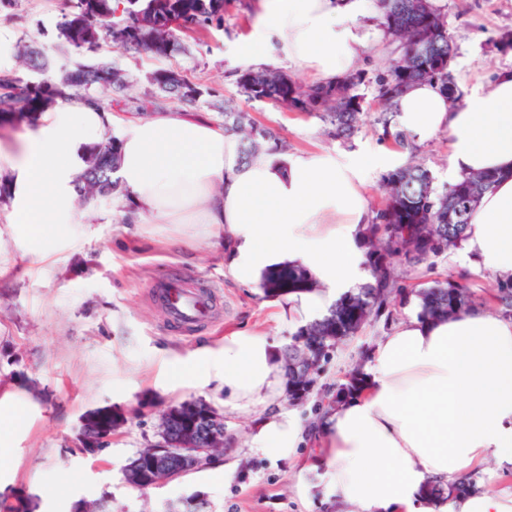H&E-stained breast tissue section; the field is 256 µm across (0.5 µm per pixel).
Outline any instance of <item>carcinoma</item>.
<instances>
[{"instance_id":"obj_1","label":"carcinoma","mask_w":512,"mask_h":512,"mask_svg":"<svg viewBox=\"0 0 512 512\" xmlns=\"http://www.w3.org/2000/svg\"><path fill=\"white\" fill-rule=\"evenodd\" d=\"M62 13L59 30L78 54H95L105 41L119 40L126 48L165 57L178 44L173 24L191 20L200 29L224 27V15L232 0H122L123 12L112 21L122 24L126 32L91 28L112 14V0H97L98 8H88V0H71ZM383 20L387 32L402 43L403 54L386 71L368 77L357 70L336 83L304 84L275 67L248 68L236 73L239 93L249 101L285 105L294 112L314 114L330 122L336 137L348 139L356 130L363 98L356 93L359 86L373 83L377 100L386 108L393 107L402 89L416 81L430 82L455 104L460 100L458 88H448L453 58L451 40L445 21L433 9L430 0H382ZM130 84V73L118 74L108 64L76 63L75 69L63 72L53 81L36 85L25 82L17 74L0 77V120L11 122L28 118L43 98L71 94L110 112L131 106L137 111L157 108L163 104L197 108L205 106L224 116V128L242 132V159L247 160L263 148L286 150V145L270 129L256 124L250 115L224 101L216 90L191 81L182 72L159 69L152 73L154 92L147 99L124 100ZM108 87L113 97L98 93ZM89 170L76 185L80 197L106 196L118 189L112 173L120 164L117 139L89 146ZM501 175L495 172L476 174L448 186L439 193L433 186L430 171L420 165L398 168L387 173L383 184L387 192L385 204L378 209L364 233L369 240L366 254L374 257L376 272L373 282L357 292L345 293L329 313L301 327L296 340L301 347L291 346L288 354L301 352L311 364H317L349 336L355 335L370 317L380 313L389 291L395 288L393 260L397 257L411 264H420L457 247L466 236L470 217L481 196ZM269 283L275 291L300 290L309 285L306 272L292 267L271 275ZM497 300L512 308V279L500 280L495 289ZM419 315L425 319L447 317L470 308L472 294L461 282L448 280L417 292ZM207 405L185 403L170 416L163 441L174 445L186 435L202 439L208 434ZM111 428L107 418L98 420L97 428L88 431L91 441L83 451L95 453L103 436ZM180 461L172 452L158 453L149 460L139 451L128 464L137 485L147 488L156 477V470L178 468Z\"/></svg>"}]
</instances>
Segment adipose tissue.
<instances>
[{
  "label": "adipose tissue",
  "instance_id": "1",
  "mask_svg": "<svg viewBox=\"0 0 512 512\" xmlns=\"http://www.w3.org/2000/svg\"><path fill=\"white\" fill-rule=\"evenodd\" d=\"M381 12L379 0H262L253 32L228 66H290L317 82L336 80L369 48L361 18ZM396 112L398 131L414 142L447 134L451 179L502 172L472 213L464 249L511 278L512 70L455 107L433 84H413ZM114 132L121 141L114 203L129 221L178 227L177 243L188 248L223 231L224 268L244 288L261 287L286 265L306 268L313 289L266 299L280 322L313 319L364 279L360 244L371 219L364 179L386 155L266 150L245 162L239 138L213 122L163 110L118 127L111 113L78 97L43 102L20 143L0 149V169L10 171L17 196L8 226L22 240V256L42 259L83 235L72 197L86 146ZM178 381L218 383L225 406L267 411L251 447L287 456L308 432L275 406L283 360L260 332L239 330L223 347L204 349ZM30 407L20 393L0 395V463ZM310 432L342 512H512V489L419 503L426 481L458 480L491 461L512 468V316L480 309L432 322L407 316L375 346L362 390Z\"/></svg>",
  "mask_w": 512,
  "mask_h": 512
}]
</instances>
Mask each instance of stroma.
Listing matches in <instances>:
<instances>
[{"label":"stroma","mask_w":512,"mask_h":512,"mask_svg":"<svg viewBox=\"0 0 512 512\" xmlns=\"http://www.w3.org/2000/svg\"><path fill=\"white\" fill-rule=\"evenodd\" d=\"M431 2L451 36V72L461 95L512 68V51L499 52L491 43L512 31V0ZM62 7V0H17L0 12V62L10 72L29 74L18 50L22 40L52 68H74L78 57L57 28ZM252 20L251 14L232 10L223 29L178 32L182 49L166 57L138 55L108 42L86 61L132 72L130 98L150 90L147 77L158 69L181 71L233 97L237 88L224 59L249 35ZM358 92L363 110L347 141L331 136L329 124L313 115L244 99L239 106L286 141L289 152L335 155L380 147L427 168L436 190L448 187L447 135L419 145L409 139L400 146L380 142L375 88L366 84ZM83 207V235L37 263L18 262L17 244L10 235L0 236V256L10 262L0 275V385L37 405L0 471V491L13 495L22 512H74V505L103 497L112 512H336L323 468L303 467L314 455L312 443H300L288 456L253 448L249 436L261 411L232 410L224 405L223 388L187 387L170 377L203 348L222 346L233 331H259L283 349L294 341L295 326L277 321L261 294L225 274L222 232L185 249L172 243L165 226L127 223L111 198L96 196ZM466 262L460 247L417 266L396 262L405 294H391L381 317L369 319L321 360L305 398L282 397V409L311 423L331 406L337 386L366 366L382 336L412 312L415 291L457 279ZM172 275L211 296L209 321L189 332L170 325L156 298L159 285ZM198 399L224 414L223 454L182 479L144 492L131 488L125 469L138 450L157 441L163 412ZM100 415L111 417L114 427L105 448L89 454L80 446L83 428Z\"/></svg>","instance_id":"stroma-1"}]
</instances>
